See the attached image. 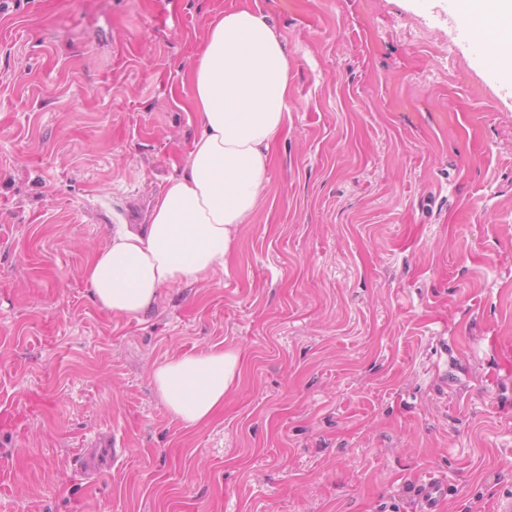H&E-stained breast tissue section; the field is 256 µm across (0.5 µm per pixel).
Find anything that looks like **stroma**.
<instances>
[{
	"instance_id": "35a3bbf8",
	"label": "stroma",
	"mask_w": 512,
	"mask_h": 512,
	"mask_svg": "<svg viewBox=\"0 0 512 512\" xmlns=\"http://www.w3.org/2000/svg\"><path fill=\"white\" fill-rule=\"evenodd\" d=\"M257 8L292 94L224 272L108 316L81 269L183 170L213 20ZM452 0H23L0 14V512H438L512 496V62ZM239 387L185 430L155 361ZM105 435L125 453L82 473ZM241 373L239 350L220 344L167 357L150 370L159 401L186 429L207 425L224 409ZM421 494L425 505L421 512H436L438 503L448 494V486L439 480L431 479L423 485Z\"/></svg>"
}]
</instances>
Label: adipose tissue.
<instances>
[{"mask_svg": "<svg viewBox=\"0 0 512 512\" xmlns=\"http://www.w3.org/2000/svg\"><path fill=\"white\" fill-rule=\"evenodd\" d=\"M461 13L494 43L512 42V0H460ZM201 131L182 174L152 202L149 221L125 224L93 249L83 279L95 304L139 316L165 289L226 270L266 193L270 148L288 123L289 62L282 36L258 11L219 15L189 76ZM240 352L213 345L153 364L160 402L187 429L210 423L241 380Z\"/></svg>", "mask_w": 512, "mask_h": 512, "instance_id": "obj_1", "label": "adipose tissue"}]
</instances>
